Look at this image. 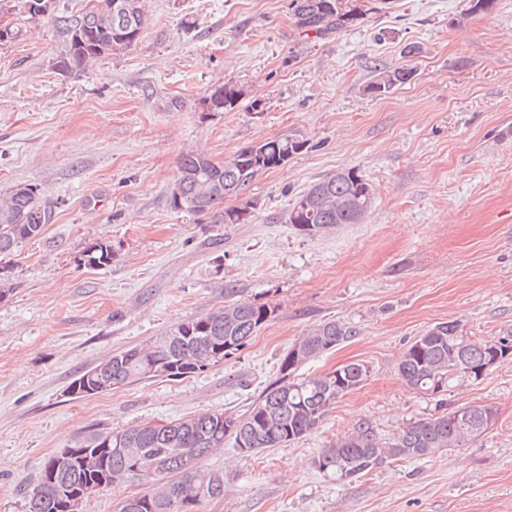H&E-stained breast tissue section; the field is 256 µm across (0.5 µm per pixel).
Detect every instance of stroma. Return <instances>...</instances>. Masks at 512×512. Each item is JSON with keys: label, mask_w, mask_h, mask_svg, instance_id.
<instances>
[{"label": "stroma", "mask_w": 512, "mask_h": 512, "mask_svg": "<svg viewBox=\"0 0 512 512\" xmlns=\"http://www.w3.org/2000/svg\"><path fill=\"white\" fill-rule=\"evenodd\" d=\"M89 2L54 0L33 18L25 0H0L20 30L0 44V199L32 184L49 214L0 302V512H27L48 459L93 433L246 413L295 341L333 319L358 336L302 373L361 362L366 382L292 443L244 457L225 441L204 461L223 471L224 496L195 512H512V357L437 395L397 368L440 322L512 338V0L484 14L469 0H360L365 22L323 38L299 32L291 0H147L134 46L63 68L56 18ZM402 65L410 83L367 92ZM225 83L243 91L234 109L205 111ZM287 136L306 147L256 176L246 221L170 207L183 155L221 163ZM349 168L374 189L361 223L313 237L288 224L299 195ZM96 241L111 244V265L84 264ZM228 286L275 309L241 352L186 377L68 395L101 359L223 305ZM473 404L497 420L464 447L350 483L313 465L360 422L389 438Z\"/></svg>", "instance_id": "1"}]
</instances>
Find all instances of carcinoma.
Wrapping results in <instances>:
<instances>
[{
    "instance_id": "cac0c4a2",
    "label": "carcinoma",
    "mask_w": 512,
    "mask_h": 512,
    "mask_svg": "<svg viewBox=\"0 0 512 512\" xmlns=\"http://www.w3.org/2000/svg\"><path fill=\"white\" fill-rule=\"evenodd\" d=\"M125 12L61 15L58 23L69 37L65 66H79L134 45L147 23L145 0H124ZM297 26L317 37L338 33L365 21L369 10L355 0H291ZM405 66L379 73L367 86L371 93H385L411 80ZM241 90L228 83L215 87L205 98L209 112L234 108ZM305 147L297 138L284 137L261 142L263 164L250 158L251 147L242 148L232 159L219 164L201 153L186 154L179 165L180 198L170 199L177 210L210 214L215 222L237 224L247 219L252 202L224 206L227 198H238L262 171L278 168ZM373 194L372 185L354 168L342 170L314 184L288 210V223L308 236L341 224H358ZM48 213L42 207L37 187L26 184L0 202V300L11 292L5 270L9 259L23 243L42 235ZM85 263L105 267L112 263V245L97 241L84 251ZM269 305L226 301L224 306L177 324L145 345L101 360L81 372L72 384L94 386L104 382L111 388L156 378L174 379L200 372L244 348L250 338L273 316ZM358 335L340 320L319 324L298 344L312 360ZM232 346L225 351L224 347ZM509 346L473 341L456 321L441 322L417 337L402 353L398 374L405 384L423 393L447 390L454 381L468 378L458 373L462 360L481 365L495 350ZM300 365L286 353L280 362L281 377L269 384L242 416L200 413L164 426L134 425L121 430L98 432L75 444L78 455L54 470L55 457L45 463L28 502L36 512H65L69 490L87 483L105 482L106 488L137 480L145 485L128 512H178V501L192 507L224 496V473L201 465L203 457L224 447L231 439L235 448L250 456L267 448H278L305 437L316 429L336 402L362 386L368 368L359 362L344 365L327 375L306 377ZM496 418L489 406L470 405L466 412L454 408L401 427L384 441L368 424L324 449L313 464L325 476L351 482L373 468L396 460L432 458L460 448L487 432L485 421Z\"/></svg>"
}]
</instances>
